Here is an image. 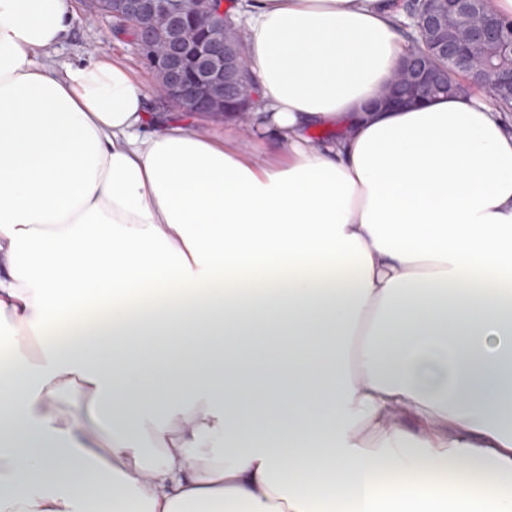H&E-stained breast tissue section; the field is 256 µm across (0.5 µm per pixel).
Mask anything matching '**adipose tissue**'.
Segmentation results:
<instances>
[{
    "label": "adipose tissue",
    "mask_w": 512,
    "mask_h": 512,
    "mask_svg": "<svg viewBox=\"0 0 512 512\" xmlns=\"http://www.w3.org/2000/svg\"><path fill=\"white\" fill-rule=\"evenodd\" d=\"M246 14L213 137L57 66L72 0H0V512H512V122L372 109L393 0Z\"/></svg>",
    "instance_id": "1"
}]
</instances>
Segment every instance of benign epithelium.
<instances>
[{
  "mask_svg": "<svg viewBox=\"0 0 512 512\" xmlns=\"http://www.w3.org/2000/svg\"><path fill=\"white\" fill-rule=\"evenodd\" d=\"M442 8L434 7L412 19L413 24L429 31L442 29L446 16L454 12L463 0H435ZM162 6L175 20L182 16V0H115L112 3V17L123 18L136 24H143L146 17ZM483 36L501 45L512 54V35L489 25ZM152 30L140 31L135 49L138 56L154 69L163 67L171 73V80L161 94L165 102L182 112L210 115L237 112L246 115L254 103L257 88L241 87L242 68L248 62L247 47L236 51L222 43L205 37L189 55L173 52L166 57L151 55ZM446 57L463 69L467 75L465 84L469 87L494 92L499 84H512V69L489 71L471 62L464 46L445 37L434 42L433 54L417 55L406 63V76L397 77L379 105L386 108L407 107L422 104L428 98L446 87L444 72L434 64V57ZM224 88V97L214 95L213 89Z\"/></svg>",
  "mask_w": 512,
  "mask_h": 512,
  "instance_id": "obj_1",
  "label": "benign epithelium"
}]
</instances>
